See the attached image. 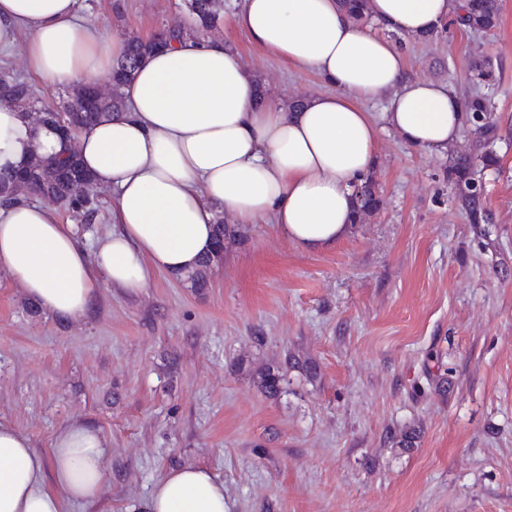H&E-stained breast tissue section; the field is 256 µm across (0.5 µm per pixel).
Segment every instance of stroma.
Returning a JSON list of instances; mask_svg holds the SVG:
<instances>
[{
    "mask_svg": "<svg viewBox=\"0 0 512 512\" xmlns=\"http://www.w3.org/2000/svg\"><path fill=\"white\" fill-rule=\"evenodd\" d=\"M86 2L107 34L147 39L194 24L184 0ZM241 4L224 0L208 36L274 98L325 92L314 72L235 27ZM400 44L412 77L460 94L475 57L498 68L493 224L469 223L447 157L404 143L376 98L364 108L378 129L383 206L329 249L230 223L205 287L164 272L136 293L106 285L77 322L33 311L0 271V422L45 455L74 421L106 441L105 493L68 512H138L187 465L223 483L226 512H512V0L491 33ZM4 72L29 83L38 105L70 99L30 74L22 52L0 60ZM269 367L288 380L276 398L258 383ZM412 429L414 447H401Z\"/></svg>",
    "mask_w": 512,
    "mask_h": 512,
    "instance_id": "obj_1",
    "label": "stroma"
}]
</instances>
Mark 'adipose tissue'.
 <instances>
[{
  "mask_svg": "<svg viewBox=\"0 0 512 512\" xmlns=\"http://www.w3.org/2000/svg\"><path fill=\"white\" fill-rule=\"evenodd\" d=\"M372 26L341 0H243L234 25L260 48L318 74L330 90L300 108L261 99L250 67L223 41L180 34L144 58L120 114L78 129L75 152L113 191L111 232L84 247L56 208L0 200V270L39 308L80 321L102 285L136 293L155 272L181 276L212 255L217 209L238 224H275L306 250L332 247L356 223L353 184L378 162L363 101L385 98L387 125L408 145L443 155L460 142L464 106L448 84L408 76L398 37L453 18L459 0H367ZM126 42L90 23L81 0H0V54L23 47L49 87L108 70ZM60 151L57 134L0 102V171ZM106 443L74 422L42 455L0 422V512H67L104 492ZM139 512H226L208 470L170 471Z\"/></svg>",
  "mask_w": 512,
  "mask_h": 512,
  "instance_id": "obj_1",
  "label": "adipose tissue"
}]
</instances>
